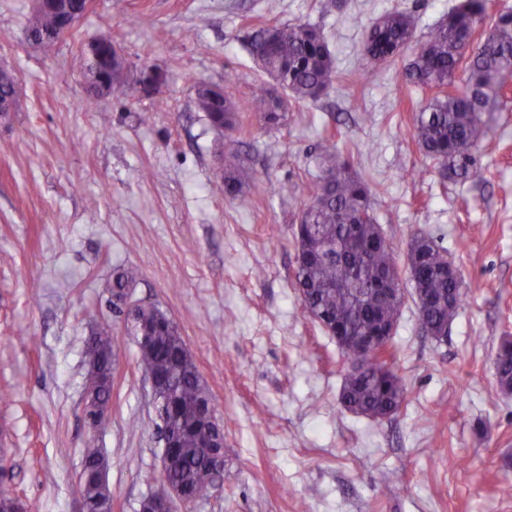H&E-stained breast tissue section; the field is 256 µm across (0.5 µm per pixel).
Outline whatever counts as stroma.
Instances as JSON below:
<instances>
[{"label":"stroma","instance_id":"35a3bbf8","mask_svg":"<svg viewBox=\"0 0 512 512\" xmlns=\"http://www.w3.org/2000/svg\"><path fill=\"white\" fill-rule=\"evenodd\" d=\"M458 2L93 0L47 55L24 37L34 0H0V67L17 90L0 112V489L38 512H83L93 447L109 463L112 512H137L156 490L149 385L109 303L113 273L131 268L133 301L177 325L224 420V476L178 512H512V393L493 372L512 337V101L493 113L475 175L445 186L411 140L412 51L363 78L376 19L413 13L422 42ZM297 21L321 28L335 55L327 93L277 128L210 126L198 85L247 110L270 83L251 32ZM106 29L125 84L91 107L84 50ZM149 66L167 75L152 95L136 83ZM333 146L377 184L372 207L397 253L429 235L469 285L439 343L405 300L390 349L407 398L385 419L341 405L342 350L292 286L301 203ZM231 151L245 158L247 209L217 190ZM103 325L112 402L94 431L85 341Z\"/></svg>","mask_w":512,"mask_h":512}]
</instances>
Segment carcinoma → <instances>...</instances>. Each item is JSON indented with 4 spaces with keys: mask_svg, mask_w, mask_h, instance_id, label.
Listing matches in <instances>:
<instances>
[{
    "mask_svg": "<svg viewBox=\"0 0 512 512\" xmlns=\"http://www.w3.org/2000/svg\"><path fill=\"white\" fill-rule=\"evenodd\" d=\"M487 0H460L448 12L427 40L420 43L405 70L406 83L429 93L426 104L414 114L411 139L425 156L439 167L442 179L461 183L475 173L474 148L486 135L485 115L502 105L504 74L512 73V10L505 9L494 22L490 39L473 40L477 27L485 20ZM54 26L46 14L33 13L26 34H37ZM417 24L407 11L382 15L366 32L363 52L374 63L394 61L412 42ZM250 51L261 70L276 81L283 97L266 88L254 95L251 110L265 127H276L289 111L288 99L315 101L332 85L336 60L321 31L306 22L264 24L250 36ZM88 104L109 96L115 87L87 74ZM167 76L158 68L142 73V83L156 93ZM196 104L215 129L246 132L243 116L229 97L200 85ZM224 195L242 206L251 197L242 190L239 170L242 158L231 152L224 159ZM377 186L352 171L337 149L323 157L322 174L308 187L302 226L294 232L295 251L301 255L294 271V287L309 316L324 327L335 323L353 343L342 349L346 359L363 356L361 339L373 336L393 315L401 313L405 297L393 303L374 299L377 282L397 279L401 266L389 244L377 242V219L372 197ZM405 253V265L412 282L411 297L421 324L429 327L432 339L448 335V325L460 308L467 284L462 275L448 266V255L427 236L416 235ZM136 272L124 269L112 278L113 304L118 306ZM145 339L139 346V364L165 378L166 419L164 423L180 433L177 464L170 480L187 489L211 482L209 462L214 449L208 447L201 432L203 389L198 379L195 358L171 321L142 314ZM94 352L108 369L112 362V334L98 331ZM494 376L499 388L512 391V341H502L495 361ZM343 389L349 403L361 413L392 416L405 403L407 392L391 361L375 362L361 377L346 375ZM101 463L95 448L86 451L84 497L89 512L109 508L106 494L97 485L95 471Z\"/></svg>",
    "mask_w": 512,
    "mask_h": 512,
    "instance_id": "1",
    "label": "carcinoma"
}]
</instances>
